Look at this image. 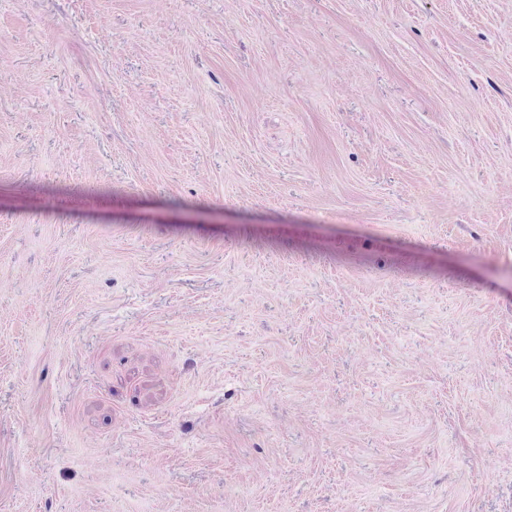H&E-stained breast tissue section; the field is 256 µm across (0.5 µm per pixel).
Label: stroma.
<instances>
[{
	"label": "stroma",
	"instance_id": "obj_1",
	"mask_svg": "<svg viewBox=\"0 0 512 512\" xmlns=\"http://www.w3.org/2000/svg\"><path fill=\"white\" fill-rule=\"evenodd\" d=\"M0 512H512V0H0Z\"/></svg>",
	"mask_w": 512,
	"mask_h": 512
}]
</instances>
